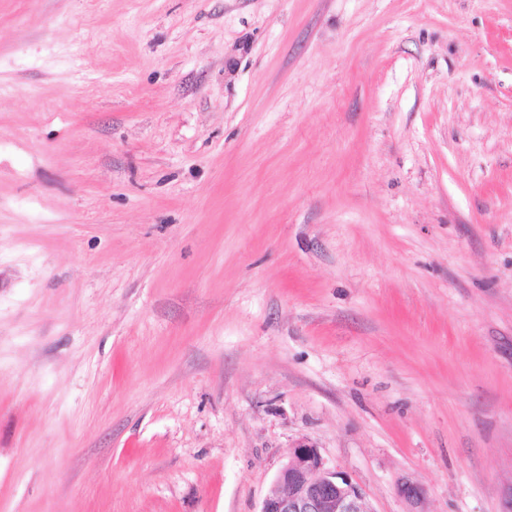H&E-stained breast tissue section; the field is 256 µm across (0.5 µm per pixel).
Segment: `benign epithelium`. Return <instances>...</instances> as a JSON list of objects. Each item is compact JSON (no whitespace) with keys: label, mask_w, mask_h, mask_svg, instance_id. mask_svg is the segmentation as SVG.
Segmentation results:
<instances>
[{"label":"benign epithelium","mask_w":512,"mask_h":512,"mask_svg":"<svg viewBox=\"0 0 512 512\" xmlns=\"http://www.w3.org/2000/svg\"><path fill=\"white\" fill-rule=\"evenodd\" d=\"M259 512H374L352 478L325 467L317 447L299 441L288 450Z\"/></svg>","instance_id":"obj_1"}]
</instances>
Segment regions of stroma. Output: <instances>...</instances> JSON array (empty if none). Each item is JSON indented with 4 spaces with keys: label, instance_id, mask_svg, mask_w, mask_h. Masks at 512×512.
I'll return each instance as SVG.
<instances>
[{
    "label": "stroma",
    "instance_id": "35a3bbf8",
    "mask_svg": "<svg viewBox=\"0 0 512 512\" xmlns=\"http://www.w3.org/2000/svg\"><path fill=\"white\" fill-rule=\"evenodd\" d=\"M301 440L512 512V0H0V512H259Z\"/></svg>",
    "mask_w": 512,
    "mask_h": 512
}]
</instances>
